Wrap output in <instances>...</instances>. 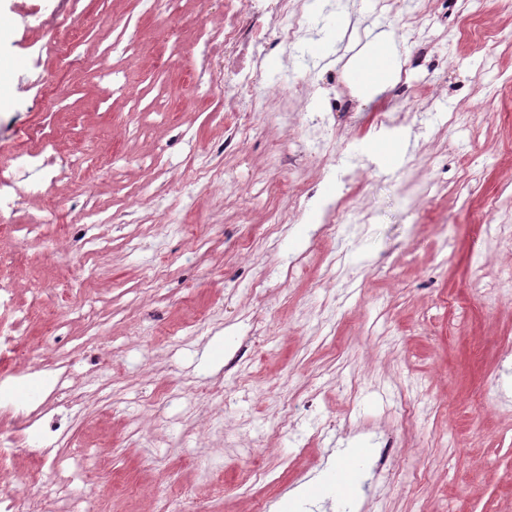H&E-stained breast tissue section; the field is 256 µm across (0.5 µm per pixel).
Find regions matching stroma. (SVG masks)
<instances>
[{"mask_svg":"<svg viewBox=\"0 0 512 512\" xmlns=\"http://www.w3.org/2000/svg\"><path fill=\"white\" fill-rule=\"evenodd\" d=\"M425 3V50L396 5L343 0L312 15L314 76L268 102L245 152L210 185L193 171L201 149L224 140L220 106L182 89L204 63L197 32L219 24L224 0H181L170 29L150 0H81L71 32L53 24L68 0H0V68L11 73L0 82V177L16 155L38 157L0 204L11 228L0 285L29 315L16 331L26 357L0 359V382L20 408L48 400L63 378L89 397L61 466L33 455L29 438L0 456L33 474L26 492L62 476L97 512H157L164 500L184 512H446L452 502L512 512V292H478L479 277L512 280V240L480 232L487 200L512 212V10L475 0L483 31L464 37L458 0ZM50 30L77 63L57 74L65 94L49 108L29 83L54 67L39 51ZM119 32L132 51L112 49ZM379 32L388 60L409 68L410 89L434 90L435 112L472 113L450 128L442 156L430 125L410 120L403 144L379 142L372 114L411 110L396 80L366 96L352 81L354 58ZM174 41L180 55L161 64ZM346 94L351 108L331 111L330 98ZM304 98L317 119L392 156L387 173L448 186L436 205L379 189L380 220L353 227L329 293L312 285L332 247L307 236L319 215L241 249L242 191L254 198L253 224L288 208L266 192L277 173L262 161L269 118L286 122ZM410 156L419 162L407 171ZM163 211L172 223L141 235ZM308 248L307 279L255 304L262 264ZM251 336L258 352L244 346ZM159 389L171 401L155 399ZM409 402L420 409L413 427L400 415ZM284 407L292 416L280 428ZM391 434L396 467L381 478L375 463ZM441 435L447 447H435Z\"/></svg>","mask_w":512,"mask_h":512,"instance_id":"obj_1","label":"stroma"}]
</instances>
